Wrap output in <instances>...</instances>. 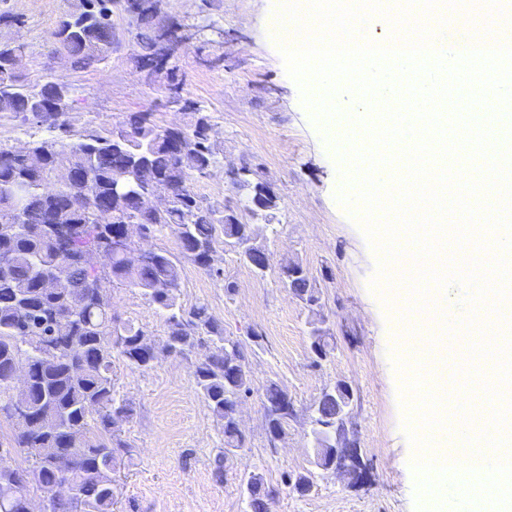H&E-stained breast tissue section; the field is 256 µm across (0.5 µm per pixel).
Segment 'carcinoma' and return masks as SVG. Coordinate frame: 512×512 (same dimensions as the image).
I'll use <instances>...</instances> for the list:
<instances>
[{"label":"carcinoma","mask_w":512,"mask_h":512,"mask_svg":"<svg viewBox=\"0 0 512 512\" xmlns=\"http://www.w3.org/2000/svg\"><path fill=\"white\" fill-rule=\"evenodd\" d=\"M159 0H77L53 31L57 46L82 69L98 68L111 53L112 7L120 4L137 26V68L152 83L169 86L170 99L180 105L187 121L160 127L150 112L126 116L122 129L102 128L34 142L44 153L40 167L0 145V414L14 427L16 454L28 466L17 467L0 455V512H31L29 489L57 481L71 483L77 498L47 500L43 512H112L114 473L121 467L123 424L131 416L125 401L113 394L112 368L122 361L146 369L163 352L184 356L197 344L209 345L195 366L196 385L224 430V452L214 476L224 482V462L231 449L245 447V438L228 406L251 392L243 368L241 342L229 346L224 327L199 302L188 308L179 302L181 261L205 269L218 243L233 250L251 270L263 275L266 248L257 242L254 225L229 224L224 214L205 204L191 187L192 180L211 171L216 152L211 143L210 117L180 94L177 66L158 65L165 24ZM25 45L13 42L0 50V114L33 119L50 132L71 133L67 121L76 102L67 80L30 86L3 64L23 56ZM44 113L32 111L34 99ZM66 169L73 177L58 185L53 174ZM124 183L128 193L112 194ZM156 184L175 188L170 208L161 216L143 217L145 234L173 231L179 255L152 252L148 262L133 265L125 253L112 251V239L122 237L125 225L112 223V212L132 209L134 196ZM65 265L69 286L59 292L41 288V276ZM291 292L309 305L318 303L306 270L297 263L282 267ZM126 281L166 317L168 331L158 347L141 329L109 313L100 296L110 298L107 284ZM29 365L26 384L16 385V364ZM264 414L273 434H281L293 416L294 405L277 383L264 390ZM13 408H22L19 415ZM50 418L43 429L36 420ZM73 450L71 469L57 468L58 458ZM248 512H270L272 490L260 473L246 481Z\"/></svg>","instance_id":"1"}]
</instances>
